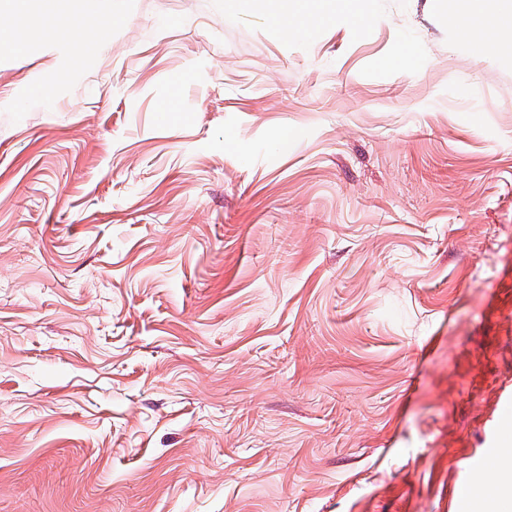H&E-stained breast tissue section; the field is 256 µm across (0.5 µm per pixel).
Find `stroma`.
<instances>
[{
    "instance_id": "stroma-1",
    "label": "stroma",
    "mask_w": 512,
    "mask_h": 512,
    "mask_svg": "<svg viewBox=\"0 0 512 512\" xmlns=\"http://www.w3.org/2000/svg\"><path fill=\"white\" fill-rule=\"evenodd\" d=\"M270 2L0 47V512H448L491 440L512 50L448 0Z\"/></svg>"
}]
</instances>
